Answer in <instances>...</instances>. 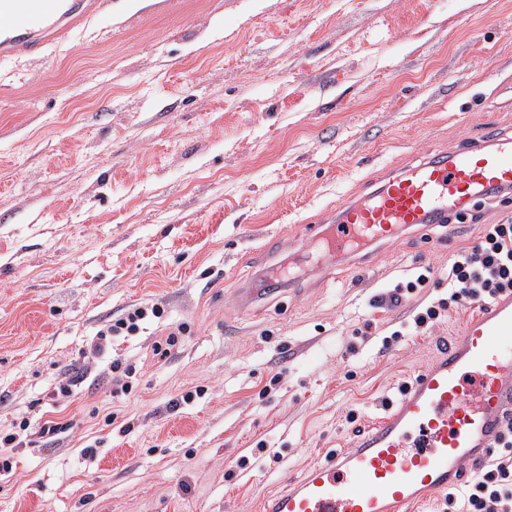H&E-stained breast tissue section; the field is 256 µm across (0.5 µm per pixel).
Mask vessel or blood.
<instances>
[{
    "label": "vessel or blood",
    "instance_id": "vessel-or-blood-1",
    "mask_svg": "<svg viewBox=\"0 0 512 512\" xmlns=\"http://www.w3.org/2000/svg\"><path fill=\"white\" fill-rule=\"evenodd\" d=\"M94 9V0H0L9 22L0 28V56H41ZM511 190L512 136L497 135L389 174L337 208L332 223L306 231L315 247L346 253L406 226L446 223L485 193ZM510 412L512 297L483 308L351 448L265 497L262 512H409L484 461Z\"/></svg>",
    "mask_w": 512,
    "mask_h": 512
}]
</instances>
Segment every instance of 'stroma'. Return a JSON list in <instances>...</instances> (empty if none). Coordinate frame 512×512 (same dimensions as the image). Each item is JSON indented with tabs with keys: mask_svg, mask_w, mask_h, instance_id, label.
<instances>
[{
	"mask_svg": "<svg viewBox=\"0 0 512 512\" xmlns=\"http://www.w3.org/2000/svg\"><path fill=\"white\" fill-rule=\"evenodd\" d=\"M489 131L512 136V0H102L44 56L0 60V436L70 423L15 449L0 512H260L348 448L478 314L403 332L480 225L512 224V198L335 258L327 279L299 261L305 226ZM153 303L166 317L114 342L138 375L113 393L108 358L79 353ZM67 373L83 381L55 400Z\"/></svg>",
	"mask_w": 512,
	"mask_h": 512,
	"instance_id": "35a3bbf8",
	"label": "stroma"
}]
</instances>
